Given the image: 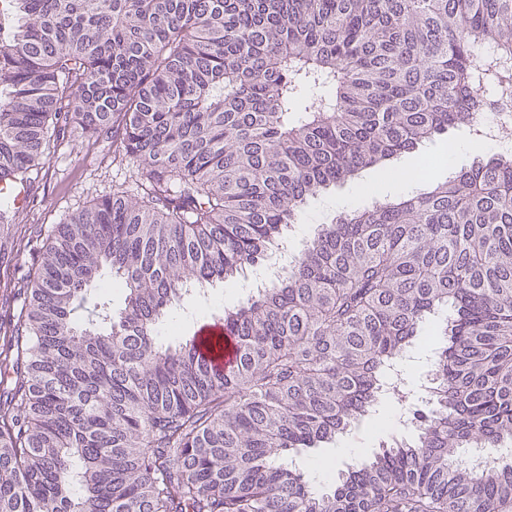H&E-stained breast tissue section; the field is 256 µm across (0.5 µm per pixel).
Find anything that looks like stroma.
<instances>
[{
	"mask_svg": "<svg viewBox=\"0 0 512 512\" xmlns=\"http://www.w3.org/2000/svg\"><path fill=\"white\" fill-rule=\"evenodd\" d=\"M452 148L459 151L457 167L470 163L474 149L466 132L439 136L426 149V166L434 178L447 177L446 157ZM133 174L131 167L114 158L111 136L89 137L75 123L70 125L65 139L51 148L34 183L29 205L19 212L16 223L0 228V349L5 348L9 335L7 316L20 302L28 268L44 243L47 228L63 222L95 199L111 194L113 183L130 179ZM403 193L399 182L388 173L368 170L362 179L346 182L310 199L298 223L292 227L291 238L296 245H304L318 225L329 222L337 213L363 209L376 196L396 197ZM408 412V404H391L388 424L365 419L336 442L302 453L294 462L305 471L315 490H326L331 480L313 468L315 458H331L341 468L365 456L380 440L411 437V430L401 424Z\"/></svg>",
	"mask_w": 512,
	"mask_h": 512,
	"instance_id": "stroma-1",
	"label": "stroma"
}]
</instances>
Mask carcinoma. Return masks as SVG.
<instances>
[{
	"label": "carcinoma",
	"mask_w": 512,
	"mask_h": 512,
	"mask_svg": "<svg viewBox=\"0 0 512 512\" xmlns=\"http://www.w3.org/2000/svg\"><path fill=\"white\" fill-rule=\"evenodd\" d=\"M0 174L32 186L70 121L133 182L48 230L0 360V512H512V151L319 225L212 319L171 312L258 264L309 198L512 96V0H8ZM124 290L91 288L104 275ZM167 327L175 340H161ZM440 341L411 442L312 492L283 453L369 416ZM433 348L434 346L421 344L410 353L411 358H406L402 363L406 370V377H413L419 381L418 388H420L430 370Z\"/></svg>",
	"instance_id": "cac0c4a2"
}]
</instances>
